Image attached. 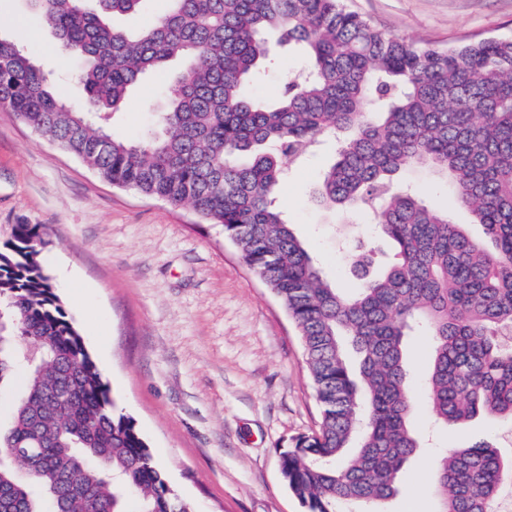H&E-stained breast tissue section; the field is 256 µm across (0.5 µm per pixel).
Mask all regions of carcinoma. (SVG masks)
<instances>
[{
    "label": "carcinoma",
    "mask_w": 512,
    "mask_h": 512,
    "mask_svg": "<svg viewBox=\"0 0 512 512\" xmlns=\"http://www.w3.org/2000/svg\"><path fill=\"white\" fill-rule=\"evenodd\" d=\"M80 61L85 104L63 103L54 77L0 35V104L112 185L189 206L220 224L288 311L321 410L318 429L281 455L306 512L344 503L382 512L419 447L408 337L430 339L426 392L446 426L479 415L512 423V36L448 48L408 41L342 0H169L152 23L117 27L144 0H28ZM278 34L305 57L280 97L244 87ZM182 62L144 142L113 136L146 74ZM339 142L314 190L319 206L361 212L394 244L393 261L345 291L326 280L282 211L285 164ZM428 167L454 186L476 240L396 176ZM42 224H16L0 247V386L26 368L0 425V512H193L168 484L109 388L39 260ZM438 512H496L512 463L488 442L433 464Z\"/></svg>",
    "instance_id": "cac0c4a2"
}]
</instances>
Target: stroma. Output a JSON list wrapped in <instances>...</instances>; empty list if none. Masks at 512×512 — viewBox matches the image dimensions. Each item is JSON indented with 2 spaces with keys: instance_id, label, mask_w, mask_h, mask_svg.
Here are the masks:
<instances>
[{
  "instance_id": "stroma-1",
  "label": "stroma",
  "mask_w": 512,
  "mask_h": 512,
  "mask_svg": "<svg viewBox=\"0 0 512 512\" xmlns=\"http://www.w3.org/2000/svg\"><path fill=\"white\" fill-rule=\"evenodd\" d=\"M392 33L445 48L468 37L512 34V0H345ZM0 34L53 71L62 98L83 100L50 31L27 0H0ZM244 90L278 95L304 65L285 45ZM175 66L148 73L133 88L114 136L142 141L174 88ZM334 143L316 148L280 184L278 197L324 276L358 287L352 258L367 253L370 271L388 250L361 215L348 222L321 209L313 191L332 161ZM401 181L421 187L426 203L447 206L452 222L482 239L447 185L424 170ZM44 224L51 242L42 264L119 412L132 418L169 485L194 512H305L288 490L280 454L313 433L319 407L301 339L286 311L218 224L190 208L113 186L80 160L41 139L0 106V243L13 225ZM414 370L410 425L424 437L404 467L386 512H436V456L501 439L503 423L479 417L456 427L434 424L425 400L429 341L407 346Z\"/></svg>"
}]
</instances>
